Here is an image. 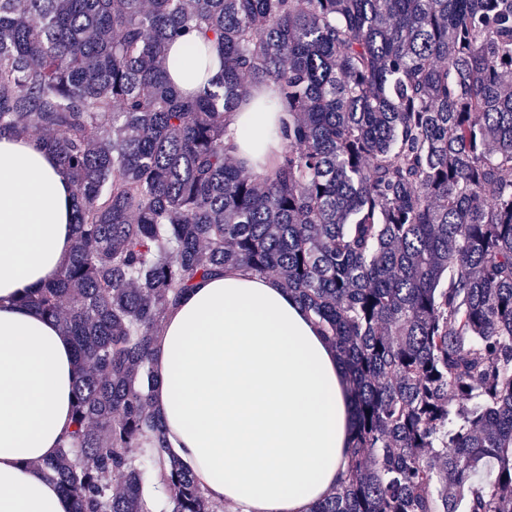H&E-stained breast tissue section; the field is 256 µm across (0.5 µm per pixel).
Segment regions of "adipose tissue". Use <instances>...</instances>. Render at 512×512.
Segmentation results:
<instances>
[{"mask_svg":"<svg viewBox=\"0 0 512 512\" xmlns=\"http://www.w3.org/2000/svg\"><path fill=\"white\" fill-rule=\"evenodd\" d=\"M194 35L174 40L169 74L198 94L221 72L194 68ZM243 160L277 147V113L225 115ZM71 184L28 135L0 137V512H73L37 466L73 429V347L24 296L55 279L74 242ZM152 403L169 451L233 512H310L347 476L355 402L335 347L277 279L243 266L196 283L167 312L153 348Z\"/></svg>","mask_w":512,"mask_h":512,"instance_id":"adipose-tissue-1","label":"adipose tissue"}]
</instances>
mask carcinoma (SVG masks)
I'll use <instances>...</instances> for the list:
<instances>
[{
	"instance_id": "obj_1",
	"label": "carcinoma",
	"mask_w": 512,
	"mask_h": 512,
	"mask_svg": "<svg viewBox=\"0 0 512 512\" xmlns=\"http://www.w3.org/2000/svg\"><path fill=\"white\" fill-rule=\"evenodd\" d=\"M193 32L222 74L186 96ZM273 87L251 176L224 114ZM70 176L75 242L26 296L76 348L74 429L42 463L74 512H220L165 456L151 352L194 282L295 294L355 398L311 512H512V0H0V137ZM196 47L194 35L189 34L174 40L168 51L169 74L172 81L181 91L192 95L211 87V81L221 72L220 56L214 46L206 50V55L200 56V62L196 67L186 68L183 65L185 55Z\"/></svg>"
}]
</instances>
